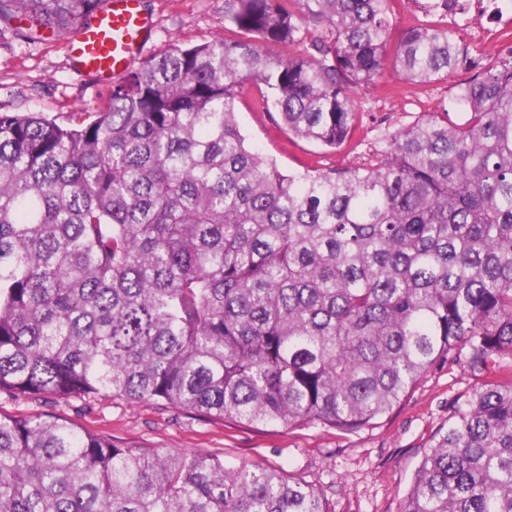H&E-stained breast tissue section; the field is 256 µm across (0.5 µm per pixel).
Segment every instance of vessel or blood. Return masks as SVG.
<instances>
[{
    "label": "vessel or blood",
    "mask_w": 512,
    "mask_h": 512,
    "mask_svg": "<svg viewBox=\"0 0 512 512\" xmlns=\"http://www.w3.org/2000/svg\"><path fill=\"white\" fill-rule=\"evenodd\" d=\"M153 31L144 0H105L94 20L78 25L67 48L71 70L106 84L140 59Z\"/></svg>",
    "instance_id": "vessel-or-blood-1"
}]
</instances>
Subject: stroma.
Masks as SVG:
<instances>
[{
    "label": "stroma",
    "instance_id": "35a3bbf8",
    "mask_svg": "<svg viewBox=\"0 0 512 512\" xmlns=\"http://www.w3.org/2000/svg\"><path fill=\"white\" fill-rule=\"evenodd\" d=\"M155 23L145 58L164 54L172 44H202L227 36L224 0H145ZM461 46L481 56L486 67L504 56L497 24L476 21L474 13L449 19ZM24 21H0V112H38L62 119L73 112L103 108L107 87L73 73L66 57L69 33L43 30L30 40ZM450 71L427 91L407 97L390 94L379 82L357 99V129L337 149L284 129L277 113L256 106L257 88L236 103V118L250 144L283 174L306 169L342 171L368 163L384 136L434 116L459 119L456 96L467 78ZM484 380L471 371L466 353L441 359L417 388L373 425L342 433L306 425L292 429L248 426L214 420L171 405L101 400L90 404L54 400H11L0 395V410L16 415L52 413L69 418L120 447L163 452L204 451L230 465L257 462L322 486L331 512H401L414 471L431 438Z\"/></svg>",
    "mask_w": 512,
    "mask_h": 512
}]
</instances>
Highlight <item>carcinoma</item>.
I'll return each instance as SVG.
<instances>
[{
    "mask_svg": "<svg viewBox=\"0 0 512 512\" xmlns=\"http://www.w3.org/2000/svg\"><path fill=\"white\" fill-rule=\"evenodd\" d=\"M389 2L225 0L235 37L172 45L91 119L0 112V394L354 432L460 347L478 372L512 358V57L464 83V122L402 129L362 168L285 175L236 120L251 84L336 149L387 72L405 95L467 62L446 25L390 41ZM102 3L0 0V19L60 33ZM0 512L330 510L264 465L0 411ZM402 512H512V376L454 410Z\"/></svg>",
    "mask_w": 512,
    "mask_h": 512,
    "instance_id": "cac0c4a2",
    "label": "carcinoma"
}]
</instances>
